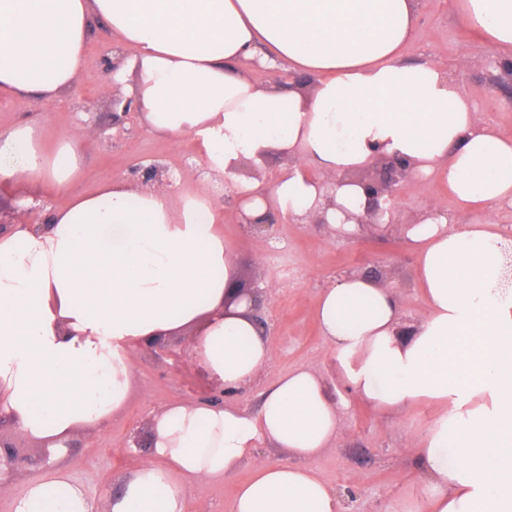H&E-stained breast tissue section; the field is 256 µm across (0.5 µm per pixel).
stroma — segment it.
<instances>
[{
  "label": "stroma",
  "instance_id": "stroma-1",
  "mask_svg": "<svg viewBox=\"0 0 512 512\" xmlns=\"http://www.w3.org/2000/svg\"><path fill=\"white\" fill-rule=\"evenodd\" d=\"M418 11V30L404 49L405 62L442 64L482 107L485 121L512 133V76L490 66L492 50L464 25L449 0H418ZM115 54L127 67L118 95L112 96L104 91V70L106 59ZM132 55L109 28L96 26L68 97L38 107L1 98L0 130L20 123L37 125L44 133L45 148L51 150L64 135L94 128V136L85 140L78 159V175L72 183L76 192L92 191L102 182L126 175L137 159L145 158L159 160L179 175L182 188H205L220 197L224 239L234 249L239 277L265 290L261 314L271 328L274 346L270 364L231 397V404L255 410L263 390L301 365L333 380V354L320 335L314 307L319 293L341 275L382 276L397 291L408 318L418 319L426 313L415 282L416 255L403 228L434 204L455 222H469L470 214L460 211L446 185L435 183L430 176L401 183L393 223L379 229L365 227L352 239L331 237L323 224L281 221L272 229V240H261L240 224L238 202L229 198L228 185L208 180L205 159L192 141L176 144L149 134L139 114L130 115L123 125H113V98L131 96L138 83V71L129 65ZM28 199L34 211L20 209L16 215L37 225L66 202L51 183H23L13 195L0 198V221L11 222L16 216L12 207ZM164 347L161 355L150 348L136 349L124 408L100 426L78 429L72 437L73 448L50 466L25 470L24 478L39 477L48 467H58L82 484L95 501L111 497L149 459L153 413L175 401L201 400L211 389L208 377L189 356L187 333L168 336ZM347 400L345 436L338 447L314 461L319 477L351 496L356 512H378L383 502L415 496L419 478L411 447L438 417L439 406L424 401L382 411L352 393ZM249 475L243 467L231 478L196 484L191 502L203 505L206 512H231L236 487Z\"/></svg>",
  "mask_w": 512,
  "mask_h": 512
}]
</instances>
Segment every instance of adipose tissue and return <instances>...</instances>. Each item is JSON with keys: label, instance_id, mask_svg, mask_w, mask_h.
<instances>
[{"label": "adipose tissue", "instance_id": "obj_1", "mask_svg": "<svg viewBox=\"0 0 512 512\" xmlns=\"http://www.w3.org/2000/svg\"><path fill=\"white\" fill-rule=\"evenodd\" d=\"M451 6L512 59V0ZM95 18L138 52L149 132L195 140L227 178L244 159H293L273 186L239 184L248 218L272 206L285 220L321 209L354 234L366 199L345 177L379 154L438 175L462 207L481 209L454 224L435 206L408 226L424 319L407 322L394 289L359 274L319 294L316 319L346 391L380 409L445 406L413 450L419 494L381 512H512V287L503 285L512 238L490 215L512 205V135L484 123L443 65L403 61L416 0H0V96H64ZM269 60L313 76V90L254 83L250 69ZM86 136L69 133L48 154L34 125L0 131V195L26 180L69 194L49 224L0 230V415L59 452L124 407L134 347L191 330L192 356L228 396L273 356L252 303L232 298L235 254L211 194L122 178L69 193ZM344 412L305 365L252 412L174 402L153 416L151 461L105 509L55 470L22 481L13 512H186L192 484L243 466L250 476L232 512H344L312 467L338 445ZM264 441L293 462L257 456Z\"/></svg>", "mask_w": 512, "mask_h": 512}]
</instances>
